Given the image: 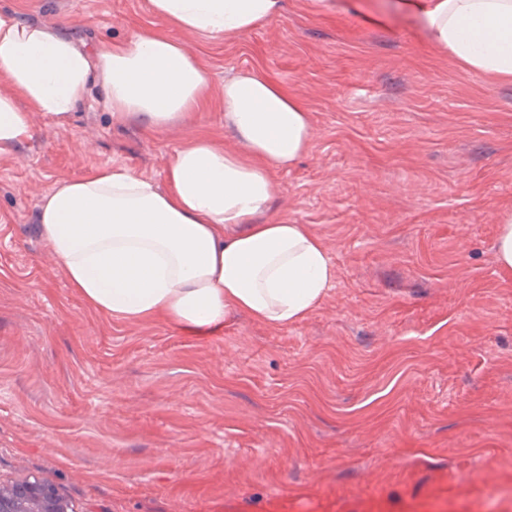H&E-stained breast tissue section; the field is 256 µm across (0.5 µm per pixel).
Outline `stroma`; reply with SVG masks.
<instances>
[{"label":"stroma","mask_w":512,"mask_h":512,"mask_svg":"<svg viewBox=\"0 0 512 512\" xmlns=\"http://www.w3.org/2000/svg\"><path fill=\"white\" fill-rule=\"evenodd\" d=\"M287 0L236 41L185 37L215 89L259 69L312 119L273 216L325 241L336 279L287 327L198 336L89 309L38 233L39 199L99 165L163 182L162 134L81 109L0 160V477L76 512H512V83L435 56L392 0ZM81 40L152 26L145 0H0ZM496 238V261L501 273L512 276V210L506 211L499 219Z\"/></svg>","instance_id":"1"}]
</instances>
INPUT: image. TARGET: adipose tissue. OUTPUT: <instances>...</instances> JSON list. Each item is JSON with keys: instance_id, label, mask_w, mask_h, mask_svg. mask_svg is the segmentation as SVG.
<instances>
[{"instance_id": "ef3b65f1", "label": "adipose tissue", "mask_w": 512, "mask_h": 512, "mask_svg": "<svg viewBox=\"0 0 512 512\" xmlns=\"http://www.w3.org/2000/svg\"><path fill=\"white\" fill-rule=\"evenodd\" d=\"M400 2L441 56L512 82V0ZM147 10L157 28L89 45L63 24L0 9V159L36 136L33 114L63 124L92 101L113 123L137 120L152 133L183 123L212 99L209 73L183 36L241 39L278 18L283 0H147ZM96 86L104 95L95 100ZM220 105L237 150L199 135L167 156L164 186L102 165L41 199L40 236L95 312L203 334L235 313L288 326L325 297L335 277L325 242L268 215L276 173L310 148V113L258 69L226 80Z\"/></svg>"}]
</instances>
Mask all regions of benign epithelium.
I'll return each mask as SVG.
<instances>
[{
    "label": "benign epithelium",
    "mask_w": 512,
    "mask_h": 512,
    "mask_svg": "<svg viewBox=\"0 0 512 512\" xmlns=\"http://www.w3.org/2000/svg\"><path fill=\"white\" fill-rule=\"evenodd\" d=\"M0 512H75L51 481L31 476L0 479Z\"/></svg>",
    "instance_id": "benign-epithelium-1"
}]
</instances>
